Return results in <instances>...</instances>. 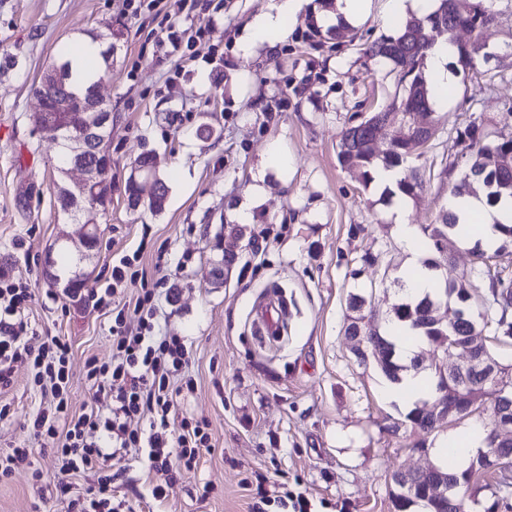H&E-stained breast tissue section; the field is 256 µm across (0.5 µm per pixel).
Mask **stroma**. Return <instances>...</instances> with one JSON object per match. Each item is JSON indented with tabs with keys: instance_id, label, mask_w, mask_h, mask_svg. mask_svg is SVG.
Masks as SVG:
<instances>
[{
	"instance_id": "35a3bbf8",
	"label": "stroma",
	"mask_w": 512,
	"mask_h": 512,
	"mask_svg": "<svg viewBox=\"0 0 512 512\" xmlns=\"http://www.w3.org/2000/svg\"><path fill=\"white\" fill-rule=\"evenodd\" d=\"M275 3L197 0L190 14L173 17L184 28L207 22L195 60L183 62L159 47V19L146 11L122 16V0H0V277L29 284L37 340L69 341L73 411L107 416L111 403L85 379L88 357H112V314L98 306L100 290L125 254H138L147 274L162 272L158 330L183 337L194 382L193 392L178 397L176 415L207 420L211 439L162 512H278L261 499L277 487L307 499L312 512H395L393 472L435 463L441 442L477 423L465 418L429 434L412 429L409 406L385 396L386 377L375 363L359 362L345 334L353 292L372 295L378 325L386 327L410 258L388 195L336 159L338 135L353 114L396 91L389 67L358 46L395 33L398 22L386 20L384 0H373L352 44L324 21L336 0H303L284 21L287 41L245 49L247 25ZM493 9L484 38L499 50L488 65L497 80L482 90L460 77L437 100L439 132L418 160L424 184L406 200L417 229L435 223L448 204L455 128L476 120L498 135L512 108V52L503 48L512 39V0H494ZM111 27L120 35L100 93L112 108V205L83 262L88 288L75 301L44 274L57 238L70 229L57 188L75 177L57 171V147L33 122L35 84L62 44L79 45ZM275 150L288 155L289 172L266 166ZM146 153L169 186L158 213L127 202L128 178ZM258 183L265 195L254 202ZM233 225L243 235L232 245ZM229 247L234 260L214 283L212 270ZM365 255L374 259L367 268ZM265 316L286 320L287 334L261 338ZM6 399L12 410L0 421V452L26 443L43 480L33 485L21 468L0 481V512H69L56 490L52 447L30 435L47 399L27 362L16 363ZM112 469L131 512H151L143 461L118 457Z\"/></svg>"
}]
</instances>
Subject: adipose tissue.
Returning a JSON list of instances; mask_svg holds the SVG:
<instances>
[{
	"instance_id": "ef3b65f1",
	"label": "adipose tissue",
	"mask_w": 512,
	"mask_h": 512,
	"mask_svg": "<svg viewBox=\"0 0 512 512\" xmlns=\"http://www.w3.org/2000/svg\"><path fill=\"white\" fill-rule=\"evenodd\" d=\"M300 6V0H278L274 11L257 16L252 21L248 29V43L269 45L274 39H286L288 31L282 28L281 21L295 14ZM448 204L458 219V237L468 242L481 243L488 248L500 242L502 233L499 226L512 216V199L490 207L481 197L463 195L449 199ZM395 211L397 232L411 256L403 274L406 289L414 296L434 292L439 287V274L426 263L427 247L415 225L409 224L405 217L406 204L403 197H396ZM483 444V429L476 425L451 436L446 446L439 448L438 454L444 465L461 468Z\"/></svg>"
}]
</instances>
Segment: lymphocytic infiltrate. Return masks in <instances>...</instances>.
Masks as SVG:
<instances>
[{"label": "lymphocytic infiltrate", "instance_id": "lymphocytic-infiltrate-1", "mask_svg": "<svg viewBox=\"0 0 512 512\" xmlns=\"http://www.w3.org/2000/svg\"><path fill=\"white\" fill-rule=\"evenodd\" d=\"M154 296V289L147 288L134 306L115 308L111 362L93 356L85 362L87 381L112 402L111 416L76 414L67 398L69 343L53 336L31 346L28 287L0 279V393L13 386L15 365L21 360L31 362L35 383L50 389L52 400L36 413L33 428L36 436L56 446L59 492L70 493L73 474L98 476L83 492L79 512H120L112 491L113 458L131 451L140 455L156 476L151 493L160 506L176 491L183 474L197 468L200 449L209 445L207 421L171 424L174 403L184 391L176 379L187 369L189 353L181 337L157 335ZM134 416L145 419L146 428H129L127 420ZM91 430L105 431L110 447L87 442L85 434Z\"/></svg>", "mask_w": 512, "mask_h": 512}]
</instances>
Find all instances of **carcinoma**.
Here are the masks:
<instances>
[{"mask_svg": "<svg viewBox=\"0 0 512 512\" xmlns=\"http://www.w3.org/2000/svg\"><path fill=\"white\" fill-rule=\"evenodd\" d=\"M490 0H436L432 11L425 16L410 13L401 22L399 30L389 36L368 43L362 48L363 54L371 59H384L393 65V71L398 76L400 90L391 102L382 109L370 113L364 120L347 126L342 130L337 144V159L341 167L355 169L362 175L364 183L373 180L371 171L380 165L391 167L401 166L407 162L416 147L394 140L383 151H377L370 145L369 129L364 124L374 119L384 120L389 112H403V107L412 106L431 110L439 91L432 85L425 72L427 52L431 44L415 41L409 34L414 27L426 28L440 23L448 27L446 31L449 41H454V30L462 26L474 34L467 43L457 44V64L465 72H478L481 61L485 60L489 49L482 42V31L494 20ZM59 63L70 93L75 98L83 99L94 93L98 82L111 77L112 64L104 59L105 69L96 73H87L76 76L72 72L71 62L68 59V50L59 51ZM456 145L460 154L466 158V167L462 170L450 192L454 196H461L468 192L469 182L480 181L484 183L487 192V204L495 205L502 197H512V172L503 175L488 160L493 155L512 158V132L500 134L495 139L488 138L482 125L471 121L462 128L456 129ZM156 173L141 176L140 193L143 201L153 212L163 209L166 199L157 200L152 193L149 180ZM423 186V175L420 168L412 166L406 170L404 177L398 183V189L407 196L416 195ZM60 207L65 205L79 207L91 206L95 202V194L88 190L81 194L75 192L70 199H65L64 190H59L57 197ZM456 217L450 211L442 213L440 223L430 225L429 237L439 255V260L433 262L431 267L438 268L448 261L446 241L450 239L455 227ZM504 238L491 252L482 248L478 243L471 247L474 261L463 273L461 279L446 286L448 290V303L455 310L464 313V318L454 324L431 320L426 316L431 302L437 296L426 295L419 300L400 298L389 313V320H396L407 324L411 329L430 343H437L442 336L452 338L456 350L469 355L468 337L484 336L491 342L506 344L512 341V224L502 226ZM67 244L59 246V260L49 257L46 261L47 272L50 278L58 284L65 282V288L71 297L75 298L81 290L87 287L89 276L79 268L82 258L73 259L68 254ZM486 293H478L479 289ZM367 296L355 293L349 296L348 309L351 315L347 318L346 335L358 336L363 342V349L356 350L357 358L362 361L368 359L375 362L384 376L392 383L401 380L402 374L409 369H417L420 362L415 360L407 365L400 361L396 346L387 336H379V355H374L368 337L378 336L371 318L365 314ZM448 390L464 396L474 395L481 402L473 410L484 412L489 418L505 412L512 417V380L501 382L496 374L488 373L483 377L471 375L468 371H459L448 375ZM441 396L440 390H435L434 396L421 402L412 409L407 419L413 427L425 430L423 410L426 405L435 402ZM481 457L475 455L466 467L458 473L448 474L449 482L454 486L452 501L445 500L424 501L416 495L401 496L399 491L391 493L393 506L396 512L408 510L420 503L427 512H474L480 505L478 496L487 491L493 497L492 504L487 512H495L502 508L504 512H512V476L505 471H495L484 476L479 483L471 481L472 470L479 469Z\"/></svg>", "mask_w": 512, "mask_h": 512, "instance_id": "cac0c4a2", "label": "carcinoma"}]
</instances>
